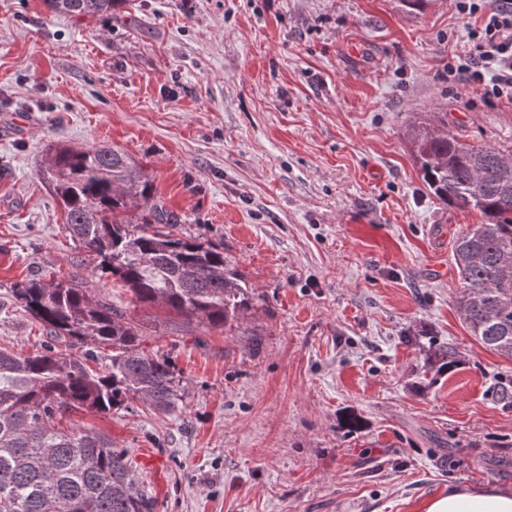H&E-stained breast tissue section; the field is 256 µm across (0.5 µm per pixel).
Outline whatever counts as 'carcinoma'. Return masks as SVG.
<instances>
[{
    "instance_id": "carcinoma-1",
    "label": "carcinoma",
    "mask_w": 512,
    "mask_h": 512,
    "mask_svg": "<svg viewBox=\"0 0 512 512\" xmlns=\"http://www.w3.org/2000/svg\"><path fill=\"white\" fill-rule=\"evenodd\" d=\"M127 2L43 0L52 13L92 19ZM407 136L430 192L479 213L481 222L456 241L458 309L476 339L512 359V154L470 146L425 122ZM38 175L62 205L69 234L112 287L211 328L251 309L254 295L224 248L176 233L178 218L156 203L151 176L123 152L57 145ZM134 209L142 211L138 223ZM13 296L50 342L25 356L0 348V512H153L123 450L100 432L62 422L134 402L176 415L183 375L168 358L140 349L143 332L123 310L93 299L71 277L23 281ZM92 345L112 349L96 369Z\"/></svg>"
}]
</instances>
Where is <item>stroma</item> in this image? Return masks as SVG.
I'll return each instance as SVG.
<instances>
[{
    "label": "stroma",
    "mask_w": 512,
    "mask_h": 512,
    "mask_svg": "<svg viewBox=\"0 0 512 512\" xmlns=\"http://www.w3.org/2000/svg\"><path fill=\"white\" fill-rule=\"evenodd\" d=\"M474 24L454 0H128L99 19L0 0V347L43 346L12 290L49 272L140 324L186 378L181 414L72 423L127 453L155 512L512 492V359L457 310L454 245L480 217L429 193L405 137L442 112L463 142L512 152V104L448 73ZM57 144L143 166L176 232L222 246L255 307L212 329L97 287L38 177Z\"/></svg>",
    "instance_id": "obj_1"
}]
</instances>
